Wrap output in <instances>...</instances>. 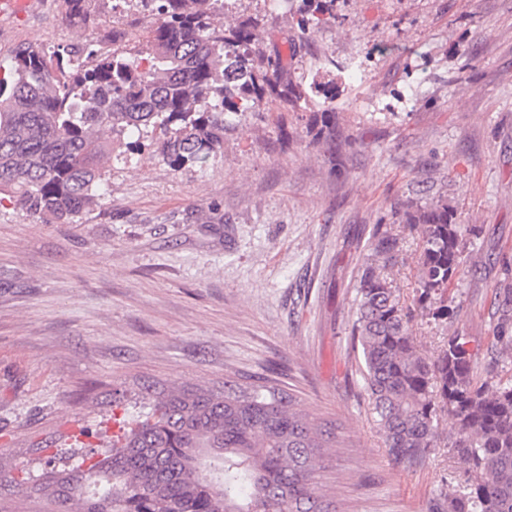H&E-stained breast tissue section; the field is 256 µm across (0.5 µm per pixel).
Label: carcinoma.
I'll return each mask as SVG.
<instances>
[{"mask_svg": "<svg viewBox=\"0 0 512 512\" xmlns=\"http://www.w3.org/2000/svg\"><path fill=\"white\" fill-rule=\"evenodd\" d=\"M102 0H65L75 44L46 52L31 41L0 75V205L26 218L70 223L109 195L106 163L141 148L174 169L203 165L224 144L226 115L263 99L287 107L309 97L288 78L281 55L264 56L250 23L224 26L216 0H149L144 30L115 41ZM322 0H304L307 34L323 21ZM316 143L341 146L336 113L315 118ZM420 237L421 316L454 322L448 286L478 230L453 222L448 204L406 205ZM358 271L354 345L376 425L394 461L422 465L436 447L434 421L448 418V448L467 478L441 492L430 512H512V376L499 378L512 348V286L498 290L494 355L480 362L459 333L433 358L417 348L413 315L391 277L399 238L377 224ZM333 433L267 384L224 383V392L168 388L145 418L88 469L47 473L35 492L55 512H336L319 488Z\"/></svg>", "mask_w": 512, "mask_h": 512, "instance_id": "carcinoma-1", "label": "carcinoma"}]
</instances>
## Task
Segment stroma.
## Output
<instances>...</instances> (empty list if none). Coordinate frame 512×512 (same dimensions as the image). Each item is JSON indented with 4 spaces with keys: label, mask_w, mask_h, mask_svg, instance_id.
Returning a JSON list of instances; mask_svg holds the SVG:
<instances>
[{
    "label": "stroma",
    "mask_w": 512,
    "mask_h": 512,
    "mask_svg": "<svg viewBox=\"0 0 512 512\" xmlns=\"http://www.w3.org/2000/svg\"><path fill=\"white\" fill-rule=\"evenodd\" d=\"M301 7L226 0L221 19L248 21L263 53L288 51L295 80L334 81L335 97L257 103L201 166L129 154L73 224L0 207V475L33 484L110 447L155 391L268 378L333 426L321 482L340 512H428L460 479L443 446L415 469L389 456L350 331L374 226L399 235L392 274L414 304L420 241L398 209L442 201L479 231L448 289L461 322L418 316L412 333L430 356L456 330L486 354L494 291L512 283V0H328L306 36ZM64 12L32 0L0 16V65L31 40L75 41ZM313 112L349 135L336 157L312 145Z\"/></svg>",
    "instance_id": "obj_1"
}]
</instances>
